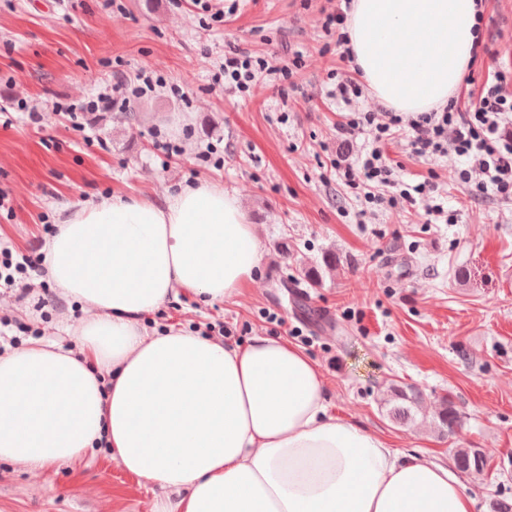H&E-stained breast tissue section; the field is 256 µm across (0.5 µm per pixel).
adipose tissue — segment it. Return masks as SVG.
<instances>
[{
    "label": "adipose tissue",
    "instance_id": "ef3b65f1",
    "mask_svg": "<svg viewBox=\"0 0 512 512\" xmlns=\"http://www.w3.org/2000/svg\"><path fill=\"white\" fill-rule=\"evenodd\" d=\"M483 11L482 0H351V63L392 111L444 108ZM263 261L238 198L204 179L68 213L45 266L85 313L78 346L32 339L0 354V460L75 467L107 441L122 469L162 490L152 512H474L451 466L332 415L298 345L149 330L166 302L232 297Z\"/></svg>",
    "mask_w": 512,
    "mask_h": 512
}]
</instances>
